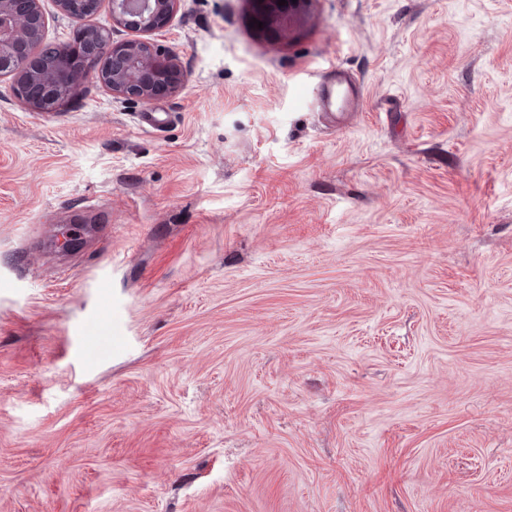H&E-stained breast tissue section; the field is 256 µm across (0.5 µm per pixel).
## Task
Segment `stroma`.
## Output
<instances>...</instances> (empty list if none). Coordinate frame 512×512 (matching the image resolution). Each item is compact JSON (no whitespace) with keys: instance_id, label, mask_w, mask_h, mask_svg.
<instances>
[{"instance_id":"stroma-1","label":"stroma","mask_w":512,"mask_h":512,"mask_svg":"<svg viewBox=\"0 0 512 512\" xmlns=\"http://www.w3.org/2000/svg\"><path fill=\"white\" fill-rule=\"evenodd\" d=\"M252 19L185 0L146 105L0 79V512H512V0ZM312 103L320 112L354 111L363 97L360 83L353 81L334 64L327 67L326 77L320 80L312 90Z\"/></svg>"}]
</instances>
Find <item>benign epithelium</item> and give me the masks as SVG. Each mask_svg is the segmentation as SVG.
Wrapping results in <instances>:
<instances>
[{
  "instance_id": "1",
  "label": "benign epithelium",
  "mask_w": 512,
  "mask_h": 512,
  "mask_svg": "<svg viewBox=\"0 0 512 512\" xmlns=\"http://www.w3.org/2000/svg\"><path fill=\"white\" fill-rule=\"evenodd\" d=\"M108 2L112 25L132 32L161 34L170 25L181 0H55L71 16L95 15ZM41 0H0V78L10 76L17 95L39 112H56L72 93L77 77L104 86L116 100L149 102L178 91L183 73L175 54L143 40L114 42L87 27L73 34L67 63L47 71L34 52L42 39ZM295 0H253L255 18L268 26L288 19Z\"/></svg>"
}]
</instances>
